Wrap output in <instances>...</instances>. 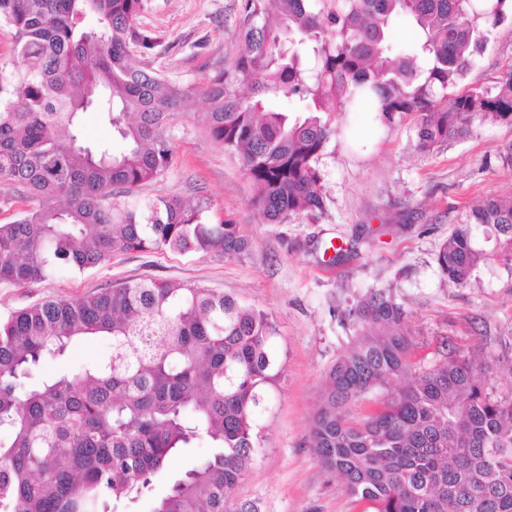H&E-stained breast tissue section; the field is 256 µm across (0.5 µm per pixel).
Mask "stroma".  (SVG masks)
Segmentation results:
<instances>
[{"mask_svg":"<svg viewBox=\"0 0 512 512\" xmlns=\"http://www.w3.org/2000/svg\"><path fill=\"white\" fill-rule=\"evenodd\" d=\"M245 0H147L137 27L162 38L149 65L172 84L198 87L230 67L242 49ZM512 64V21L489 38L464 83L493 88ZM336 136L320 159L327 209L267 223L252 206L253 187L240 158L207 132L196 105L167 136L174 165L141 195H177L201 205L209 222L240 224L247 253L129 252L84 272L62 270L45 280L0 286V316L49 299H77L142 279L224 293L264 311L274 324L281 369L268 408L258 419L262 453L235 490L258 512H367L341 482L318 465L309 423L326 373L354 334L346 312L370 289L391 292L407 312L413 358L423 367L457 350L476 359L506 355L491 378L512 390V261L490 253L478 286L453 288L436 255L466 207L512 192V166L497 157L512 126L475 128L463 141L422 153L408 123L375 127L369 112H338ZM107 339L73 344L65 358L45 361L40 374L74 371L107 357Z\"/></svg>","mask_w":512,"mask_h":512,"instance_id":"1","label":"stroma"}]
</instances>
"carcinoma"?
I'll list each match as a JSON object with an SVG mask.
<instances>
[{
    "instance_id": "1",
    "label": "carcinoma",
    "mask_w": 512,
    "mask_h": 512,
    "mask_svg": "<svg viewBox=\"0 0 512 512\" xmlns=\"http://www.w3.org/2000/svg\"><path fill=\"white\" fill-rule=\"evenodd\" d=\"M245 0L232 68L199 90L138 65L161 37L135 25L145 0H0L13 31L0 67V184L30 205L0 224V285L84 271L127 252L245 253L231 220L209 223L179 196L112 200L173 164L166 129L207 105L211 138L240 154L253 205L270 224L326 211L319 160L336 128L327 112H373L413 124L433 152L476 126H512V67L495 91L450 94L512 19V0ZM412 26L396 46L390 32ZM296 109L269 107L270 96ZM95 108L125 148L80 138ZM512 261V196L472 206L437 255L448 281L471 285L485 260L477 235ZM357 331L330 368L311 421L316 458L372 512H512V390L492 364L456 353L410 360L406 311L372 290L351 305ZM267 315L205 288L149 280L79 300H48L0 319V512H123L151 477L199 440L209 455L176 479L154 512H257L232 493L259 452L255 432L279 376ZM104 336L111 354L31 381L47 358ZM398 385L355 420L349 406Z\"/></svg>"
}]
</instances>
